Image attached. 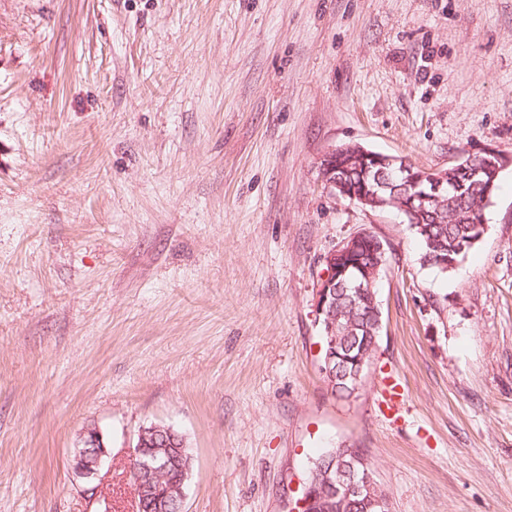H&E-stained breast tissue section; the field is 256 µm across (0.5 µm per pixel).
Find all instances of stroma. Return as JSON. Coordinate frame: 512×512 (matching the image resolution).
Listing matches in <instances>:
<instances>
[{"label": "stroma", "mask_w": 512, "mask_h": 512, "mask_svg": "<svg viewBox=\"0 0 512 512\" xmlns=\"http://www.w3.org/2000/svg\"><path fill=\"white\" fill-rule=\"evenodd\" d=\"M347 143L512 154V0H0V512H133L151 424L191 451L185 512H292L338 446L389 512H512V166L444 273L324 189ZM363 230L383 328L341 398L315 288ZM91 425L98 497L72 469ZM352 457L353 454L349 453V448H328L312 462L310 478H312L313 473L318 471L319 468L328 467L333 462H335L334 468H336L341 460L349 464L352 461Z\"/></svg>", "instance_id": "1"}]
</instances>
